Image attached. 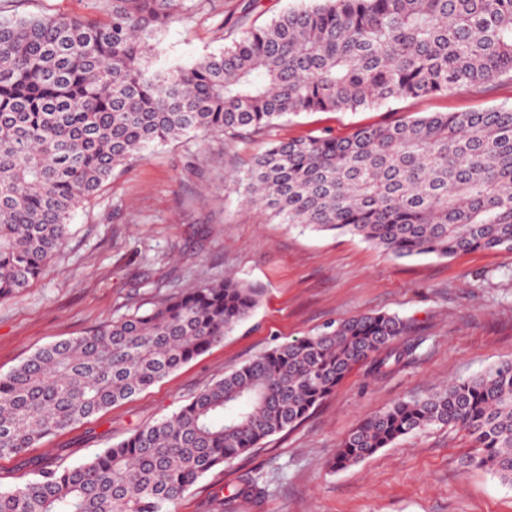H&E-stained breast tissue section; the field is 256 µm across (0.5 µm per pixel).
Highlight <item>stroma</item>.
<instances>
[{
    "label": "stroma",
    "mask_w": 512,
    "mask_h": 512,
    "mask_svg": "<svg viewBox=\"0 0 512 512\" xmlns=\"http://www.w3.org/2000/svg\"><path fill=\"white\" fill-rule=\"evenodd\" d=\"M242 2L195 0L160 33L156 66L189 65L221 50L224 24ZM56 13L101 15L97 0H0V16ZM492 106L512 107V80L488 95L456 90L289 116L270 137H340L363 125ZM264 147L261 138L242 143L220 133L151 146L75 210L46 272L0 300L3 375L42 345L206 282L233 277L265 289L218 346L132 400L0 458V487L25 479L36 461H86L277 344L317 335L340 318L387 312L412 323L402 338L412 348L407 360L380 373L359 367L301 424L200 479L176 512H512V485L483 470L461 474L472 441L453 427L401 437L343 470L329 466L338 444L374 413L512 360V251L399 258L349 234L278 223L232 190ZM251 476L263 494L226 505L216 499Z\"/></svg>",
    "instance_id": "stroma-1"
}]
</instances>
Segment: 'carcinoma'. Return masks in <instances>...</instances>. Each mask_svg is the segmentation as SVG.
<instances>
[{
	"instance_id": "carcinoma-1",
	"label": "carcinoma",
	"mask_w": 512,
	"mask_h": 512,
	"mask_svg": "<svg viewBox=\"0 0 512 512\" xmlns=\"http://www.w3.org/2000/svg\"><path fill=\"white\" fill-rule=\"evenodd\" d=\"M105 6L104 21L0 17V299L41 277L72 212L153 143L255 138L302 112L489 93L512 76V0H307L264 26H226L223 51L173 68L155 67L152 39L186 0ZM235 192L282 224L351 234L400 258L512 251V108L272 140ZM262 294L226 278L36 349L0 375V457L160 382L249 318ZM407 329L396 314H363L278 344L85 462L36 465L0 489V512H175L215 468L302 423L355 366L403 363ZM435 425L471 437L461 472L512 484V361L375 413L333 466Z\"/></svg>"
}]
</instances>
